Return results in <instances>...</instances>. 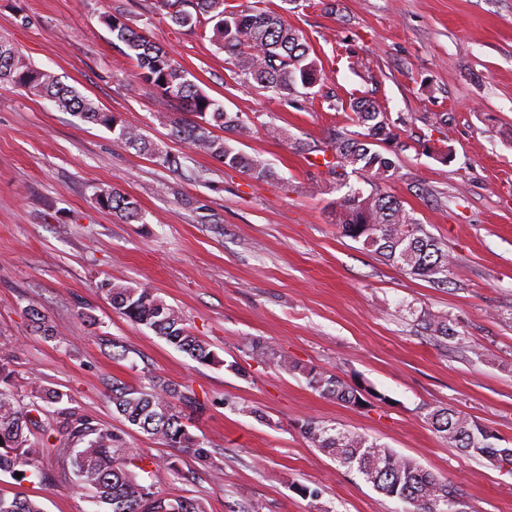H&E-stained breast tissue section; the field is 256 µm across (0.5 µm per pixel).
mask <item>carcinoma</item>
I'll return each instance as SVG.
<instances>
[{
	"mask_svg": "<svg viewBox=\"0 0 512 512\" xmlns=\"http://www.w3.org/2000/svg\"><path fill=\"white\" fill-rule=\"evenodd\" d=\"M227 0H156L155 8L170 25L194 27L213 23L211 41L229 56L235 73L253 80L284 101H294L297 87L311 90L323 81L322 66L314 50L280 14L264 9L226 7ZM115 41L125 47L124 54L136 63L138 79L165 95L189 114L170 120L171 135L191 150L206 154L224 166L239 170L264 182L278 181V174L267 163L230 146L214 134L222 129L237 137L250 135L252 127L239 114H232L205 94L188 71L163 46L154 43L126 21L117 8L102 15ZM10 84L43 96L58 110L106 127L120 146L143 152L172 170L181 168L178 156L164 152L150 142L140 129L126 124L119 115L102 111L92 100L65 86L60 78L29 64L17 48L0 41V84ZM362 131L333 134L321 166L327 176L343 189L342 177L362 173L371 185L369 194L349 189L334 202L335 224L340 232L360 243L363 249L396 265L406 274L437 285L448 284L451 261L448 251L401 200L385 191V185L398 176L395 158L407 148L400 139L396 122L379 104L367 97H352L347 104ZM99 208L111 212L125 223L142 219L137 203L114 187L94 193ZM101 293L112 308L133 323L143 325L176 349L203 365L221 362L209 345L186 327L180 312L157 297L147 286L131 287L104 279ZM428 335L446 339L455 336L448 319L430 312L421 318ZM253 354L267 358L288 372L302 374L308 386L326 398L347 406H366L364 394L379 401L385 396L360 385H351L336 375L300 365L286 357L259 348ZM65 394L42 386L30 390V402L22 405L15 391L13 370L0 359V473L41 483L49 474L36 465L44 455H67L78 484L91 494L97 512H200L190 499L158 494L157 485L174 471L167 457L151 461V482L143 484L132 473L134 454L123 438L97 424L73 407L63 406ZM55 406L54 431L63 444L39 443L30 438L41 426V406ZM199 409L200 404L176 386L165 383L112 385V405L132 426L170 448L206 457L205 444L188 432L185 414L177 404ZM434 430L454 448L497 465L512 463V448H500L490 429L461 413L437 407L428 413ZM302 435L339 465L354 470L378 492L410 505V512H452L456 490L442 479L421 468L411 458L371 441L365 436L345 432L334 426L308 419L301 423ZM0 512H43L31 499L0 496Z\"/></svg>",
	"mask_w": 512,
	"mask_h": 512,
	"instance_id": "obj_1",
	"label": "carcinoma"
}]
</instances>
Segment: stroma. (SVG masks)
Here are the masks:
<instances>
[{
    "label": "stroma",
    "mask_w": 512,
    "mask_h": 512,
    "mask_svg": "<svg viewBox=\"0 0 512 512\" xmlns=\"http://www.w3.org/2000/svg\"><path fill=\"white\" fill-rule=\"evenodd\" d=\"M228 2L279 12L298 30L320 59L325 96L290 104L244 80L210 31L169 26L154 0H0L1 40L182 162L169 170L102 126L0 86V357L19 393L35 380L67 394L120 434L143 468L174 456L179 472L158 490L202 512H405L312 447L300 432L307 419L447 478L458 489L455 512H512V474L451 447L427 419L453 408L512 448V0ZM115 6L226 111L249 118L252 137L233 145L272 166L280 183L172 137L173 103L139 82L101 19ZM354 94L399 122L407 148L387 190L445 245L448 287L405 275L335 223V194L310 150L333 132H356L344 106ZM270 125L283 137L267 136ZM424 140L451 147L450 161L423 152ZM101 186L133 197L142 221L98 208ZM106 278L153 288L220 364H200L114 311L97 288ZM31 307L48 314L55 339L31 325ZM427 310L448 317L458 338L427 335L418 321ZM256 346L382 398L368 408L336 403L255 357ZM151 378L200 403L187 428L210 458L148 439L115 411L113 384ZM40 465L50 483L2 473L0 495L34 499L44 512H94L67 458ZM302 485L319 499L302 496Z\"/></svg>",
    "instance_id": "obj_1"
}]
</instances>
